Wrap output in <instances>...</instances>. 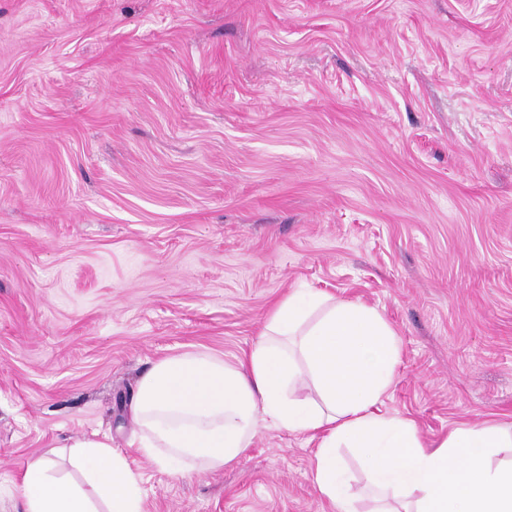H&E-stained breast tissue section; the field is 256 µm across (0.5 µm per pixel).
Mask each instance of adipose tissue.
<instances>
[{"instance_id":"obj_1","label":"adipose tissue","mask_w":512,"mask_h":512,"mask_svg":"<svg viewBox=\"0 0 512 512\" xmlns=\"http://www.w3.org/2000/svg\"><path fill=\"white\" fill-rule=\"evenodd\" d=\"M398 361L395 333L375 309L293 292L243 359L184 353L140 377L137 450L154 460L167 448L221 469L271 425L319 437L312 478L336 512H355L342 446L356 449L372 487L390 494L387 512H512V466L489 463L504 443L499 426L463 424L428 446L412 420L380 412ZM66 465L85 485L61 477ZM18 490L23 512H143L127 457L93 436L28 460Z\"/></svg>"}]
</instances>
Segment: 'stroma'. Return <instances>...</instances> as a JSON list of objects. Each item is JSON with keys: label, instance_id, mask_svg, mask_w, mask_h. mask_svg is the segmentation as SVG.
<instances>
[{"label": "stroma", "instance_id": "1", "mask_svg": "<svg viewBox=\"0 0 512 512\" xmlns=\"http://www.w3.org/2000/svg\"><path fill=\"white\" fill-rule=\"evenodd\" d=\"M297 289L388 322L425 443L512 427V0H0V512ZM318 444L129 459L144 512H334Z\"/></svg>", "mask_w": 512, "mask_h": 512}]
</instances>
